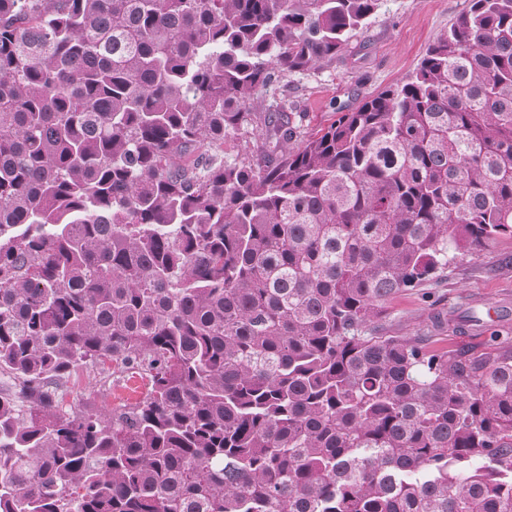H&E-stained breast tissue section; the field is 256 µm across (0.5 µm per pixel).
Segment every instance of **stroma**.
I'll return each instance as SVG.
<instances>
[{"instance_id":"stroma-1","label":"stroma","mask_w":512,"mask_h":512,"mask_svg":"<svg viewBox=\"0 0 512 512\" xmlns=\"http://www.w3.org/2000/svg\"><path fill=\"white\" fill-rule=\"evenodd\" d=\"M467 6L468 0H384L336 63L283 77L256 104L255 114L285 97L299 107L303 135L326 129L364 97L411 73ZM464 309L480 319V327L436 326L438 315ZM380 326L392 336L427 337L437 353L485 356L494 351L492 335L512 341V239L497 241L475 258L459 256L437 282L393 296ZM71 387L70 402L107 411L130 400L126 375L107 367L80 368Z\"/></svg>"}]
</instances>
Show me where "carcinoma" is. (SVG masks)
<instances>
[{
	"instance_id": "cac0c4a2",
	"label": "carcinoma",
	"mask_w": 512,
	"mask_h": 512,
	"mask_svg": "<svg viewBox=\"0 0 512 512\" xmlns=\"http://www.w3.org/2000/svg\"><path fill=\"white\" fill-rule=\"evenodd\" d=\"M383 0H0V512H512V348L381 336L512 238V0L224 153ZM111 363L145 392L65 404Z\"/></svg>"
}]
</instances>
